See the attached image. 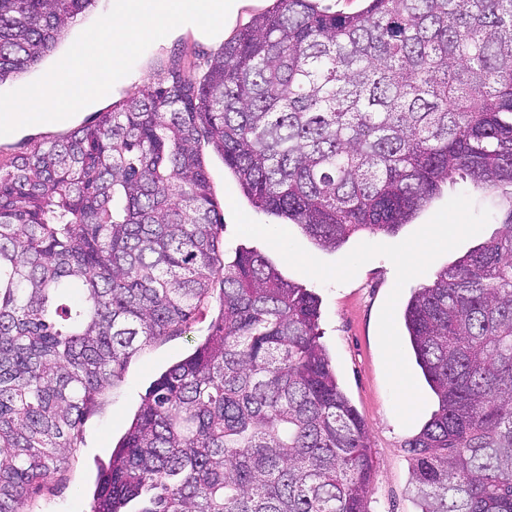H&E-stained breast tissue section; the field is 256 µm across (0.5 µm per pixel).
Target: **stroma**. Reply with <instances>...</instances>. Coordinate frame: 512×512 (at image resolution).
I'll list each match as a JSON object with an SVG mask.
<instances>
[{
  "instance_id": "obj_1",
  "label": "stroma",
  "mask_w": 512,
  "mask_h": 512,
  "mask_svg": "<svg viewBox=\"0 0 512 512\" xmlns=\"http://www.w3.org/2000/svg\"><path fill=\"white\" fill-rule=\"evenodd\" d=\"M111 7L112 0H98L92 15L84 18L82 25L68 30L54 56L45 59L32 71L0 84V91L17 89L42 77L58 57L65 55L83 26L93 24ZM220 45V40L194 28L174 29L154 42L135 62L130 76L116 82L109 95L94 107L81 109L65 126L34 124L18 129L12 137L0 139V154L9 156L23 151L29 137H58L65 133L67 127L79 125L94 112L111 110L113 105L131 95L144 82L165 77L173 68L187 66L192 73L203 75L209 56ZM206 164L222 206L224 229L221 239L225 256L231 258L237 250L250 248L271 259H278V252L265 241L236 235L232 209L240 207L251 219L270 226L275 225V218L247 202L237 182L225 171L219 156L207 155ZM460 193L467 194L475 208L489 209L491 219L479 234L438 257L426 273L405 285L396 305L401 311L415 289L430 284L450 262L501 232L503 215L512 204V190L504 188L487 194L475 189L469 181H457L443 188L414 222L403 225L398 233H361L352 237L345 247L333 252L317 249L298 226H291L290 231L310 254L326 262H335L362 242L395 244L403 241L422 227L451 197ZM282 271L289 280L312 290L320 300V342L340 387L365 422L376 462L369 496L371 512H421L420 501L411 484L407 443L420 431L438 404L426 382L422 381L421 370L414 364V353L409 350L405 353L406 360L412 365L411 372L418 380L417 386L425 406L408 426L402 425L395 413L378 332L381 308L395 285L396 272L392 262L382 256L375 257L343 284L321 283L287 265ZM216 311V303H209L186 333L157 339L130 360L122 380L100 396L97 406L86 417L81 442L72 450L68 467L49 478L28 498L29 512H91L98 469L108 463L112 450L128 430L147 389L161 373L206 336Z\"/></svg>"
}]
</instances>
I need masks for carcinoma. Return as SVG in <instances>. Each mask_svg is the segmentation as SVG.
Returning <instances> with one entry per match:
<instances>
[{
  "mask_svg": "<svg viewBox=\"0 0 512 512\" xmlns=\"http://www.w3.org/2000/svg\"><path fill=\"white\" fill-rule=\"evenodd\" d=\"M96 0H0V83ZM273 0L199 79L0 159V512L63 471L148 343L205 338L153 384L92 512H369L365 426L319 342L315 293L227 262L204 160L327 251L394 234L455 176L512 187V0ZM414 291L404 325L438 409L407 445L422 512H512V207Z\"/></svg>",
  "mask_w": 512,
  "mask_h": 512,
  "instance_id": "carcinoma-1",
  "label": "carcinoma"
}]
</instances>
